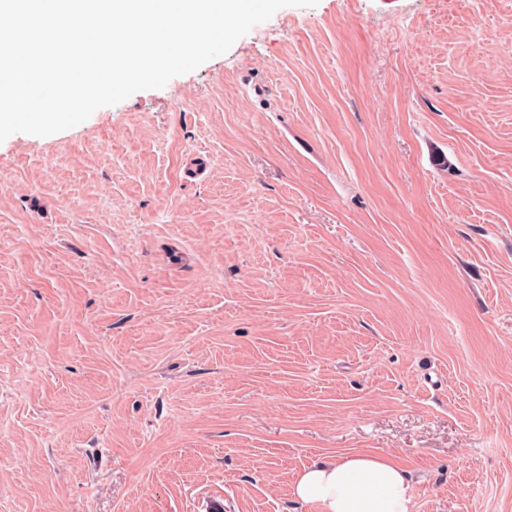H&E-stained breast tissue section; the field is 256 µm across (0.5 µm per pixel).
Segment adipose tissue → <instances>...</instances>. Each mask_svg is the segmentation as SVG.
<instances>
[{"instance_id":"adipose-tissue-1","label":"adipose tissue","mask_w":512,"mask_h":512,"mask_svg":"<svg viewBox=\"0 0 512 512\" xmlns=\"http://www.w3.org/2000/svg\"><path fill=\"white\" fill-rule=\"evenodd\" d=\"M292 495L318 512H408L410 485L390 458L353 454L305 467Z\"/></svg>"}]
</instances>
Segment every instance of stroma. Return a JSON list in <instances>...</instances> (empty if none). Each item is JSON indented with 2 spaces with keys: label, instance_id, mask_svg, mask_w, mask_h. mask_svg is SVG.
Wrapping results in <instances>:
<instances>
[{
  "label": "stroma",
  "instance_id": "stroma-1",
  "mask_svg": "<svg viewBox=\"0 0 512 512\" xmlns=\"http://www.w3.org/2000/svg\"><path fill=\"white\" fill-rule=\"evenodd\" d=\"M355 453L512 512V0L284 7L0 143V512H318Z\"/></svg>",
  "mask_w": 512,
  "mask_h": 512
}]
</instances>
